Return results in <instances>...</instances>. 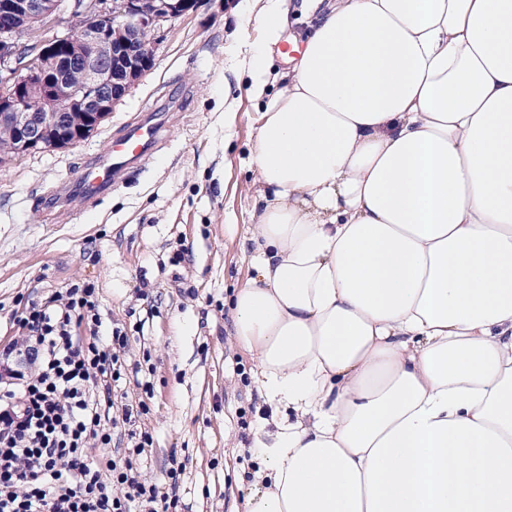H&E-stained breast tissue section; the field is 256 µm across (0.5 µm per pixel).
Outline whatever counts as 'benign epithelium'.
Returning <instances> with one entry per match:
<instances>
[{
  "instance_id": "7a95c632",
  "label": "benign epithelium",
  "mask_w": 512,
  "mask_h": 512,
  "mask_svg": "<svg viewBox=\"0 0 512 512\" xmlns=\"http://www.w3.org/2000/svg\"><path fill=\"white\" fill-rule=\"evenodd\" d=\"M0 0V167L91 137L154 66L164 25L199 0ZM65 30L41 44L19 39L51 20Z\"/></svg>"
}]
</instances>
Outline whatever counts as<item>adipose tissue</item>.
<instances>
[{"instance_id":"ef3b65f1","label":"adipose tissue","mask_w":512,"mask_h":512,"mask_svg":"<svg viewBox=\"0 0 512 512\" xmlns=\"http://www.w3.org/2000/svg\"><path fill=\"white\" fill-rule=\"evenodd\" d=\"M246 0L253 276L277 413L244 512H512V0ZM301 0H292L289 2V14H288V28L285 34V39L280 44L273 48L270 55V69L273 74L276 72L283 71L288 68V64L285 63L286 56L291 58L287 54L282 53V46L285 43H297L300 48L303 46V40L306 36V31L309 30L310 17L307 13L301 9ZM288 39V40H287Z\"/></svg>"}]
</instances>
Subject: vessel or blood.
I'll return each mask as SVG.
<instances>
[{"label":"vessel or blood","instance_id":"obj_1","mask_svg":"<svg viewBox=\"0 0 512 512\" xmlns=\"http://www.w3.org/2000/svg\"><path fill=\"white\" fill-rule=\"evenodd\" d=\"M166 113L149 112L114 132L110 151L88 156L70 183L45 198L48 210L79 213L95 208L142 158L162 147Z\"/></svg>","mask_w":512,"mask_h":512}]
</instances>
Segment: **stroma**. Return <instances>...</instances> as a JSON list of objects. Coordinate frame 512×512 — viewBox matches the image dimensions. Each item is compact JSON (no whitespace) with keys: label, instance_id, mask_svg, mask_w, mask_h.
Here are the masks:
<instances>
[{"label":"stroma","instance_id":"obj_1","mask_svg":"<svg viewBox=\"0 0 512 512\" xmlns=\"http://www.w3.org/2000/svg\"><path fill=\"white\" fill-rule=\"evenodd\" d=\"M242 0H202L165 26L155 64L87 140L0 168V353L26 348L15 312L76 283L96 289L103 333L129 336L115 401L145 402L130 431L153 443L137 456L142 480L168 487L181 512H236L259 463L251 448L271 407L234 343L224 298L251 276L240 243L255 187L248 168L259 107L237 64L259 41ZM236 118L224 123V108ZM147 112H169L162 148L83 216L46 211L41 197L71 178L112 133Z\"/></svg>","mask_w":512,"mask_h":512}]
</instances>
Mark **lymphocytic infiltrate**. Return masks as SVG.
I'll return each instance as SVG.
<instances>
[{"mask_svg":"<svg viewBox=\"0 0 512 512\" xmlns=\"http://www.w3.org/2000/svg\"><path fill=\"white\" fill-rule=\"evenodd\" d=\"M14 323L29 332L27 354L39 374L20 379L0 364L9 382L0 391V512H176V493L134 471L132 457L151 446L149 433L139 434L129 456L102 462L87 453L88 439L110 447L111 426L146 410L111 399L128 337L118 327L110 339L100 336L94 287L52 293Z\"/></svg>","mask_w":512,"mask_h":512,"instance_id":"1","label":"lymphocytic infiltrate"}]
</instances>
